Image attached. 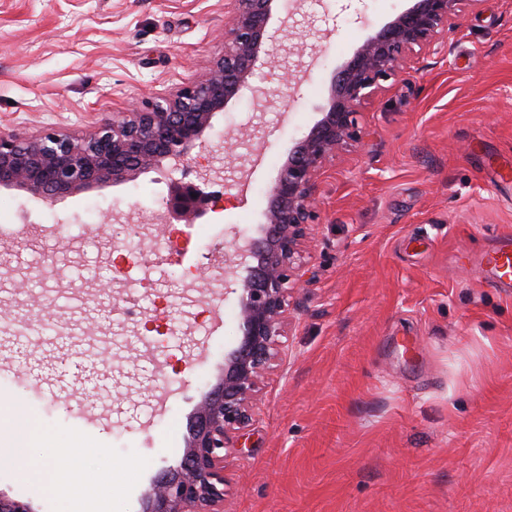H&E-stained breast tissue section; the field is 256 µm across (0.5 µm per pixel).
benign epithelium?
Returning a JSON list of instances; mask_svg holds the SVG:
<instances>
[{"label": "benign epithelium", "mask_w": 512, "mask_h": 512, "mask_svg": "<svg viewBox=\"0 0 512 512\" xmlns=\"http://www.w3.org/2000/svg\"><path fill=\"white\" fill-rule=\"evenodd\" d=\"M230 2L223 54L208 72L170 96L106 119L84 138L54 132L28 138L1 130L0 190L54 201L134 180L149 169L174 173L215 146L213 118L244 92L261 107L278 103L276 92L252 86L251 78L257 64L275 61L282 50L284 26L270 25L273 12L288 15L302 2ZM461 2L414 0L408 10L366 33L332 75L320 118L277 172L257 235L224 249V287L238 297L239 336L196 407L180 461L151 478L140 512H224V450L236 447L252 420L261 380L284 347L290 300L305 284L306 247L318 219L317 178L346 146L367 136L359 123L361 104L400 72L410 54L448 40ZM215 202L200 185L178 183L162 210V223L200 217ZM0 512L35 509L29 498L0 492Z\"/></svg>", "instance_id": "obj_1"}]
</instances>
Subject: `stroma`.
I'll list each match as a JSON object with an SVG mask.
<instances>
[{"instance_id": "obj_1", "label": "stroma", "mask_w": 512, "mask_h": 512, "mask_svg": "<svg viewBox=\"0 0 512 512\" xmlns=\"http://www.w3.org/2000/svg\"><path fill=\"white\" fill-rule=\"evenodd\" d=\"M408 6L307 0L290 15L280 57L252 78L279 93L278 104L259 108L247 96L214 119L216 138L260 144L254 189L237 191L228 154H207L224 170L218 206L170 226L203 224L190 258L247 243L278 162L325 106L337 66ZM229 11V0H0V128L85 136L132 102L168 95L220 57ZM456 23L445 44L411 56L363 104L368 143L343 150L318 177L306 287L290 302V334L259 407L227 452L224 512H512V288L490 287L480 265L512 239V0H466ZM170 182L150 170L52 203L0 190V212L61 230L14 252L18 264L48 254L58 263L50 282L0 283L15 300L10 315L69 326L38 346L0 332V349L36 369L111 376V390L89 402L118 410L112 427H86L76 401L36 400L0 379V453L15 452L0 460V491L32 497L40 512H66L55 484L71 437L91 441L82 472L109 512H138L151 477L181 457L189 418L236 342V296L206 268L199 281L217 293L220 326L182 292L180 264L147 270L152 290L139 306L163 297L168 326L153 338V357L140 354L122 310L104 355L84 334L100 310L61 287L92 277L108 301L112 274L97 256L112 241V206L151 216ZM81 233L77 268L60 237ZM185 321L194 335L177 333ZM165 381L179 393L155 418L153 390ZM117 464L126 467L120 481L105 483Z\"/></svg>"}]
</instances>
